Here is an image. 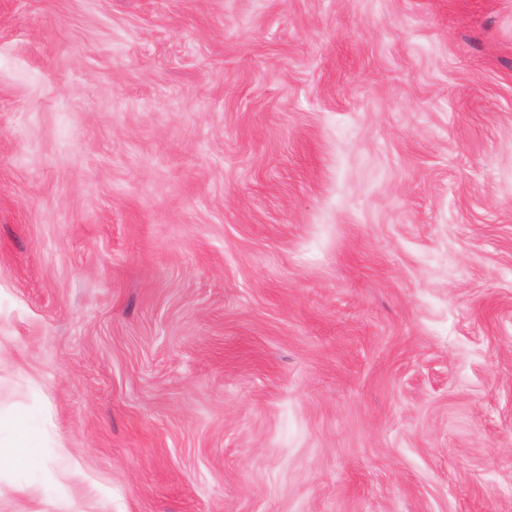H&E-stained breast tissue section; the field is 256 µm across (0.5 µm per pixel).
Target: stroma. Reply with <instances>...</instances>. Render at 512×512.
<instances>
[{
    "instance_id": "35a3bbf8",
    "label": "stroma",
    "mask_w": 512,
    "mask_h": 512,
    "mask_svg": "<svg viewBox=\"0 0 512 512\" xmlns=\"http://www.w3.org/2000/svg\"><path fill=\"white\" fill-rule=\"evenodd\" d=\"M0 512H512V0H0ZM26 430L25 423L0 412V475L32 463Z\"/></svg>"
}]
</instances>
